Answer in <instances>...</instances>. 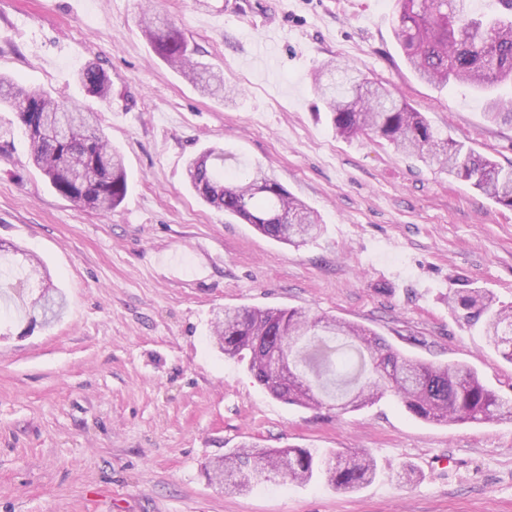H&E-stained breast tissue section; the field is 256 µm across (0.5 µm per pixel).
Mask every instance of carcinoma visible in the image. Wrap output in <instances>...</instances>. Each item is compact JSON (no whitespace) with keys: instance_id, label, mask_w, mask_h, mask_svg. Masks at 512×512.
<instances>
[{"instance_id":"carcinoma-1","label":"carcinoma","mask_w":512,"mask_h":512,"mask_svg":"<svg viewBox=\"0 0 512 512\" xmlns=\"http://www.w3.org/2000/svg\"><path fill=\"white\" fill-rule=\"evenodd\" d=\"M502 10L475 14L470 0H395V36L418 78L440 88L467 83L485 89L512 83V0H498ZM144 32L159 55L179 69L201 92L214 95L224 79L207 65L192 60L182 31L143 18ZM335 78L315 75V84L336 134H373L396 149L417 157L450 177L465 180L495 203L512 208V166L503 167L442 134L388 87L354 66H327ZM79 82L91 97L105 99L110 83L103 68L87 66ZM16 112L29 139L35 163L64 198L91 209L108 211L128 189L120 153L98 126L96 113L69 105L45 90H23L0 74V104ZM494 123L512 125V104L498 98L486 103ZM70 119V137L59 139L62 119ZM224 150L211 148L186 167L187 181L207 204L252 224L264 236L297 245L322 231L318 217L262 167L244 176L224 174ZM55 295L41 324L59 320L64 294ZM455 312L475 323L487 343L512 362V306H498L478 288H459L448 297ZM212 336L230 358L245 361L254 379L273 397L289 404L319 407L330 401L344 414L375 403L386 394L398 399L414 417L435 423L512 422V397L491 390L467 364L434 365L392 350L384 338L362 326L296 309H232L214 317ZM350 340L366 377L336 375L337 339ZM296 348L288 377L268 363L282 344ZM377 475L367 452L340 458L336 466L304 448L245 446L215 462L209 472L223 488L248 492L273 481L308 484L324 481L348 492Z\"/></svg>"}]
</instances>
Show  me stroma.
<instances>
[{
    "mask_svg": "<svg viewBox=\"0 0 512 512\" xmlns=\"http://www.w3.org/2000/svg\"><path fill=\"white\" fill-rule=\"evenodd\" d=\"M0 0V72L92 107L124 158L109 212L61 197L0 112V267L37 256L67 307L30 325L29 297L0 294V512H512V422L446 424L395 398L344 415L271 396L211 341L216 309L291 307L336 316L393 350L466 363L512 395V363L448 306L457 288L512 304V209L366 135L336 136L311 75L334 61L437 129L512 164V126L472 87L420 81L399 47L394 0ZM184 33L224 74L201 95L154 51L142 12ZM112 81L101 101L77 80ZM236 173L269 168L325 231L299 247L203 202L185 166L213 145ZM243 445L367 449L376 478L244 495L206 465ZM411 470L412 483L396 481ZM79 82L91 97L106 99L110 94V83L103 68L87 66L78 73Z\"/></svg>",
    "mask_w": 512,
    "mask_h": 512,
    "instance_id": "1",
    "label": "stroma"
}]
</instances>
